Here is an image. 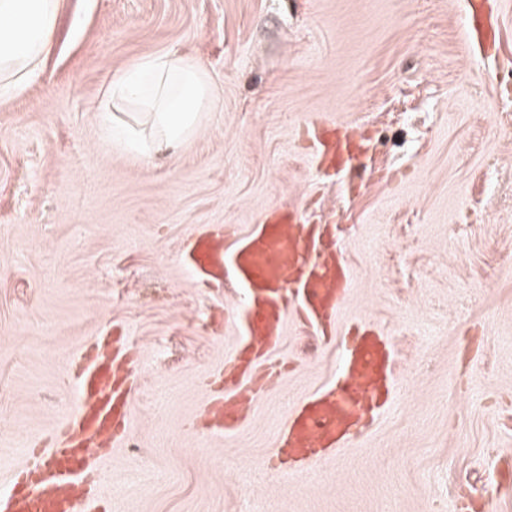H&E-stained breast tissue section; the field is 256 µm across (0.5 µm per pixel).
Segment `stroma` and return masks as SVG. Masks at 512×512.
<instances>
[{
  "label": "stroma",
  "mask_w": 512,
  "mask_h": 512,
  "mask_svg": "<svg viewBox=\"0 0 512 512\" xmlns=\"http://www.w3.org/2000/svg\"><path fill=\"white\" fill-rule=\"evenodd\" d=\"M501 38L468 0H60L46 60L0 94V488L76 411L81 345L118 334L139 366L133 422L92 507L112 512H512V0ZM176 52L218 109L176 154L133 159L101 135L115 71ZM361 126L342 181L310 162L307 119ZM292 204L345 238L346 324L396 346L387 414L309 481L269 465L291 399L335 376L342 345L289 321V366L244 429L182 423L234 347L232 288L178 262L208 226L245 232Z\"/></svg>",
  "instance_id": "35a3bbf8"
}]
</instances>
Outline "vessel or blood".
I'll return each mask as SVG.
<instances>
[{
    "label": "vessel or blood",
    "mask_w": 512,
    "mask_h": 512,
    "mask_svg": "<svg viewBox=\"0 0 512 512\" xmlns=\"http://www.w3.org/2000/svg\"><path fill=\"white\" fill-rule=\"evenodd\" d=\"M317 170H347L362 152L349 124L312 121L306 126ZM180 259L201 287L232 285L242 299L230 320L235 347L218 373L203 410L214 431L240 432L243 399L263 394L279 375L273 359L290 316L322 343L334 340L353 279L341 243L328 229L308 223L298 207L269 211L263 223L235 236L208 227L193 235ZM128 338L106 347L86 344L73 380L80 393L75 416L61 420L32 461L16 468L0 495V512H86L97 469L92 461L115 446L133 416L129 380L137 371ZM395 345L378 325L349 332L334 380L293 399L275 436V455L299 479L335 461L386 407L396 384Z\"/></svg>",
    "instance_id": "b4317fda"
}]
</instances>
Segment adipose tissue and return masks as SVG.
Here are the masks:
<instances>
[{"label": "adipose tissue", "instance_id": "obj_1", "mask_svg": "<svg viewBox=\"0 0 512 512\" xmlns=\"http://www.w3.org/2000/svg\"><path fill=\"white\" fill-rule=\"evenodd\" d=\"M59 0H0V91L22 90L40 69ZM142 108L147 129L120 120L115 103ZM218 101L205 69L177 53L139 57L116 71L97 112L105 138L145 161L187 147Z\"/></svg>", "mask_w": 512, "mask_h": 512}]
</instances>
